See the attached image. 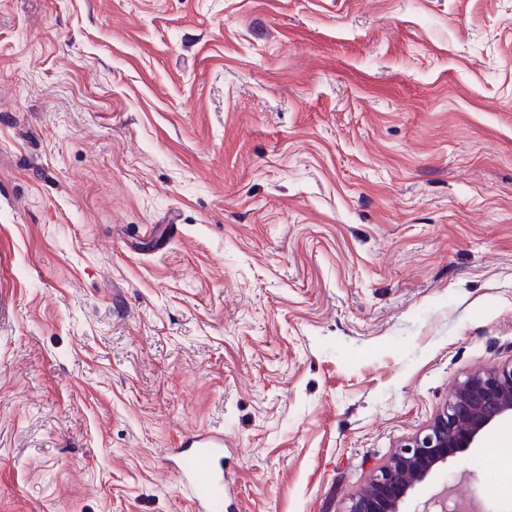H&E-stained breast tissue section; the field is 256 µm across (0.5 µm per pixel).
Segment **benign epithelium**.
<instances>
[{
	"label": "benign epithelium",
	"mask_w": 512,
	"mask_h": 512,
	"mask_svg": "<svg viewBox=\"0 0 512 512\" xmlns=\"http://www.w3.org/2000/svg\"><path fill=\"white\" fill-rule=\"evenodd\" d=\"M512 414V362L468 375L418 434L376 468L345 512H401L409 493L434 468L473 447L497 420Z\"/></svg>",
	"instance_id": "obj_1"
}]
</instances>
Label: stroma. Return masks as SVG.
I'll return each instance as SVG.
<instances>
[{
	"label": "stroma",
	"instance_id": "stroma-1",
	"mask_svg": "<svg viewBox=\"0 0 512 512\" xmlns=\"http://www.w3.org/2000/svg\"><path fill=\"white\" fill-rule=\"evenodd\" d=\"M511 362L512 0H0V512H192L205 432L224 512H346ZM170 460L180 481L188 485L199 512L224 510V436L199 433L191 436Z\"/></svg>",
	"mask_w": 512,
	"mask_h": 512
}]
</instances>
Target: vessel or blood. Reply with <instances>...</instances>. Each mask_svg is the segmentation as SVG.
<instances>
[{"label": "vessel or blood", "instance_id": "vessel-or-blood-1", "mask_svg": "<svg viewBox=\"0 0 512 512\" xmlns=\"http://www.w3.org/2000/svg\"><path fill=\"white\" fill-rule=\"evenodd\" d=\"M171 465L180 481L192 489L199 512H223V435L199 433L191 436L184 447L176 449Z\"/></svg>", "mask_w": 512, "mask_h": 512}]
</instances>
